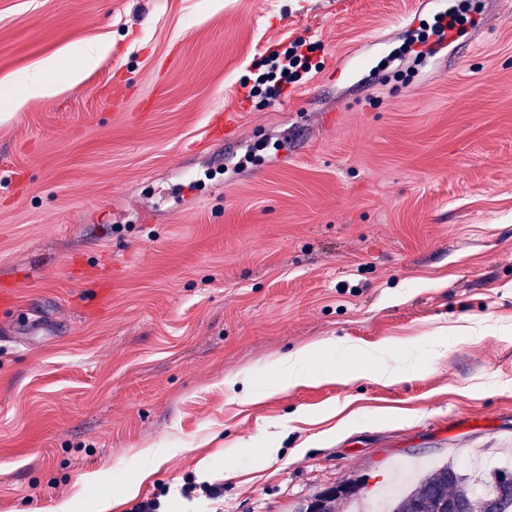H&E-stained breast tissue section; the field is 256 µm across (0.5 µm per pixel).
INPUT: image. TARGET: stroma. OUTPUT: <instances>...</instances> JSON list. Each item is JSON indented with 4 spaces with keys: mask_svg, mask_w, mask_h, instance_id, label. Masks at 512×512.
<instances>
[{
    "mask_svg": "<svg viewBox=\"0 0 512 512\" xmlns=\"http://www.w3.org/2000/svg\"><path fill=\"white\" fill-rule=\"evenodd\" d=\"M422 3L0 0V512H97L136 479L213 512L181 493L202 473L224 512H296L512 448V0H439L477 24L417 60ZM97 39L79 85L12 111ZM296 40L311 72L251 96ZM236 110L228 156L207 126ZM329 339L349 354L278 388ZM112 55V42L89 43L76 47L71 51L72 65L62 70L57 59L47 58L25 80L27 98L45 97L55 92L56 88L64 83L69 86L78 85L86 70L97 62ZM19 99L14 103L13 111L22 108L26 100ZM342 347L333 341H321L314 347L305 346L280 361L279 388L288 389L316 381V377L306 368V363L318 355H336Z\"/></svg>",
    "mask_w": 512,
    "mask_h": 512,
    "instance_id": "35a3bbf8",
    "label": "stroma"
}]
</instances>
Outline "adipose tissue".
<instances>
[{
  "label": "adipose tissue",
  "mask_w": 512,
  "mask_h": 512,
  "mask_svg": "<svg viewBox=\"0 0 512 512\" xmlns=\"http://www.w3.org/2000/svg\"><path fill=\"white\" fill-rule=\"evenodd\" d=\"M111 42L89 43L76 47L71 52L72 64L69 69H62L58 60L48 58L25 78L27 97H45L55 92L59 85H78L86 70L97 62L110 56ZM338 347L335 342L321 341L313 346H305L280 362V382L283 389L294 388L314 382L315 377L306 365L315 356L336 354Z\"/></svg>",
  "instance_id": "adipose-tissue-1"
}]
</instances>
